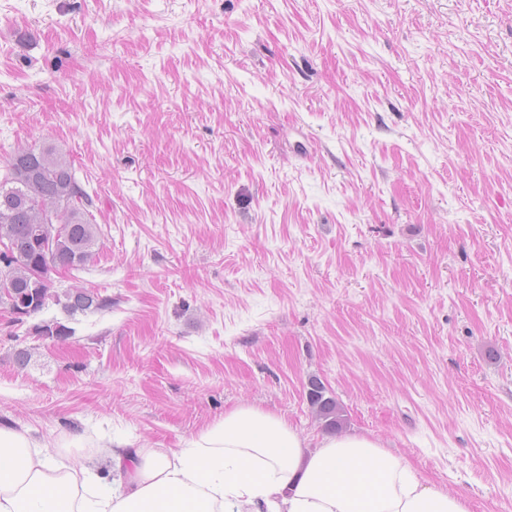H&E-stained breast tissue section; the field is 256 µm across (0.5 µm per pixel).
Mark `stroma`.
<instances>
[{
    "label": "stroma",
    "mask_w": 512,
    "mask_h": 512,
    "mask_svg": "<svg viewBox=\"0 0 512 512\" xmlns=\"http://www.w3.org/2000/svg\"><path fill=\"white\" fill-rule=\"evenodd\" d=\"M48 145L99 231L55 287L111 304L0 309V424L105 475L241 404L316 442V376L512 512V0H0V162Z\"/></svg>",
    "instance_id": "stroma-1"
}]
</instances>
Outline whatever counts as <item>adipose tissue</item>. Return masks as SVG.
I'll use <instances>...</instances> for the list:
<instances>
[{"label": "adipose tissue", "instance_id": "obj_1", "mask_svg": "<svg viewBox=\"0 0 512 512\" xmlns=\"http://www.w3.org/2000/svg\"><path fill=\"white\" fill-rule=\"evenodd\" d=\"M59 453L0 425V512H469L378 441L346 433L312 445L253 405L179 450L112 440L109 485Z\"/></svg>", "mask_w": 512, "mask_h": 512}]
</instances>
